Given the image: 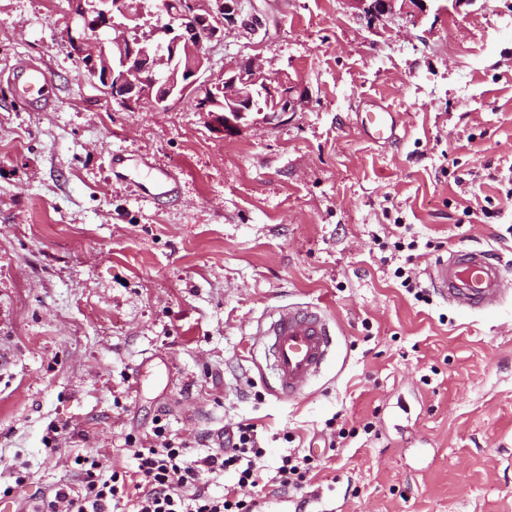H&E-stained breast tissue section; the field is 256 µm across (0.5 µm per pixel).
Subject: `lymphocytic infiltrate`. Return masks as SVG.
Returning a JSON list of instances; mask_svg holds the SVG:
<instances>
[{
  "label": "lymphocytic infiltrate",
  "instance_id": "f902f5d3",
  "mask_svg": "<svg viewBox=\"0 0 512 512\" xmlns=\"http://www.w3.org/2000/svg\"><path fill=\"white\" fill-rule=\"evenodd\" d=\"M153 434L154 444L134 449L133 472H109L101 458L84 457L81 488L56 489L34 504L33 512H112L113 503L124 499L134 500L135 512H255V501L237 493L260 481L256 461L264 451L256 444L252 424L237 423L202 456L168 437L163 426H155ZM229 471L238 476L236 487L212 493L207 476Z\"/></svg>",
  "mask_w": 512,
  "mask_h": 512
}]
</instances>
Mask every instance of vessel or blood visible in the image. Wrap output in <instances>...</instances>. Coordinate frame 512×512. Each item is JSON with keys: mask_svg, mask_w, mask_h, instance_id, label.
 Returning a JSON list of instances; mask_svg holds the SVG:
<instances>
[{"mask_svg": "<svg viewBox=\"0 0 512 512\" xmlns=\"http://www.w3.org/2000/svg\"><path fill=\"white\" fill-rule=\"evenodd\" d=\"M13 94L36 110H45L55 102L48 77L40 66L17 67L11 78ZM364 125L381 139L396 135L393 114L381 106H372L364 114ZM149 177L148 193L167 197L178 191L175 174L141 163ZM437 292L462 313L486 312L497 308L512 296V273L495 250L484 246H460L438 257L430 271ZM269 354L277 391L294 398L307 389L329 361L334 348L335 331L318 306L288 307L277 310L259 331Z\"/></svg>", "mask_w": 512, "mask_h": 512, "instance_id": "obj_1", "label": "vessel or blood"}]
</instances>
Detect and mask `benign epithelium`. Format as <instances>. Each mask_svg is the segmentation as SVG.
<instances>
[{
	"label": "benign epithelium",
	"instance_id": "7a95c632",
	"mask_svg": "<svg viewBox=\"0 0 512 512\" xmlns=\"http://www.w3.org/2000/svg\"><path fill=\"white\" fill-rule=\"evenodd\" d=\"M371 24L410 3L423 9L426 0H348ZM71 23L66 39L80 67L94 80L105 100L126 111L149 103L157 109L191 98L195 111L207 116L213 130L234 136L253 112L268 123L301 110L305 95L288 76L266 74L259 56L241 57L206 80L211 70L208 45L224 40L237 24L236 0H187L151 34L130 36L148 24L143 0H69Z\"/></svg>",
	"mask_w": 512,
	"mask_h": 512
}]
</instances>
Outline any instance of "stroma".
Segmentation results:
<instances>
[{
  "instance_id": "1",
  "label": "stroma",
  "mask_w": 512,
  "mask_h": 512,
  "mask_svg": "<svg viewBox=\"0 0 512 512\" xmlns=\"http://www.w3.org/2000/svg\"><path fill=\"white\" fill-rule=\"evenodd\" d=\"M214 71L247 55L306 95L232 137L192 102L100 101L63 37L68 0H0V488L31 512L79 488L78 458L132 471L155 425L196 453L253 423L272 477L313 455L306 491L246 488L259 512H512V302L463 315L417 301L442 249L512 261V0H426L367 24L348 0H240ZM57 97L16 103L11 66ZM379 100L398 140L369 139ZM181 177L172 199L111 175L109 151ZM417 241L413 256L395 241ZM317 305L336 348L306 393L273 392L261 325ZM341 438L338 448L331 439Z\"/></svg>"
}]
</instances>
